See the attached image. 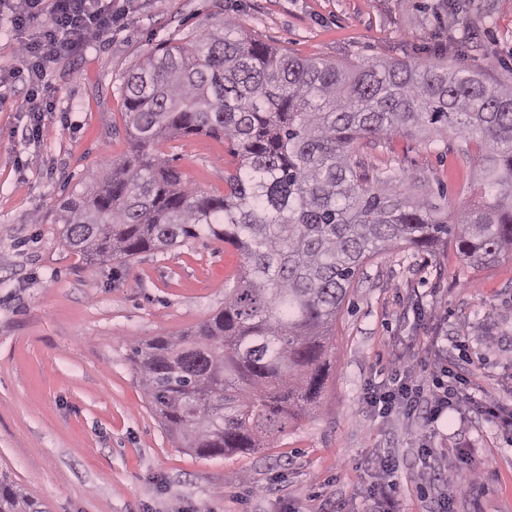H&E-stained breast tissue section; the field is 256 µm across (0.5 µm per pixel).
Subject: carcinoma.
I'll list each match as a JSON object with an SVG mask.
<instances>
[{
	"label": "carcinoma",
	"mask_w": 512,
	"mask_h": 512,
	"mask_svg": "<svg viewBox=\"0 0 512 512\" xmlns=\"http://www.w3.org/2000/svg\"><path fill=\"white\" fill-rule=\"evenodd\" d=\"M130 151L58 206L66 245L90 261L130 260L202 236L236 247L242 272L224 308L193 331L131 348L164 429L200 457L267 448L312 412L327 341L360 267L404 242L453 243L468 263L512 255V87L442 60L339 66L238 36L224 20L150 55L123 85ZM453 128L480 144L478 203L456 222L397 177L368 187L356 146L383 131ZM217 134L238 158L227 192L182 183L155 151ZM0 512H49L0 473Z\"/></svg>",
	"instance_id": "obj_1"
}]
</instances>
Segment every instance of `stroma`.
Listing matches in <instances>:
<instances>
[{
	"mask_svg": "<svg viewBox=\"0 0 512 512\" xmlns=\"http://www.w3.org/2000/svg\"><path fill=\"white\" fill-rule=\"evenodd\" d=\"M132 0L124 25L49 65L53 111L33 114L0 83V472L50 512H362L392 458L400 512H512V437L478 413L384 415L368 390L396 378L431 388L453 361L468 393L512 412V257L467 263L452 244H398L366 260L329 344L319 406L273 447L203 458L176 447L140 387L134 344L196 329L224 306L244 259L208 237L130 261L70 250L60 199L125 155L124 77L147 55L233 19L302 58L449 65L512 84V0ZM471 142L388 132L363 158L370 185L417 179L439 215L471 203ZM186 182L224 191L231 143L198 135L158 147ZM446 453L435 480L420 444ZM481 469L480 482L472 472Z\"/></svg>",
	"mask_w": 512,
	"mask_h": 512,
	"instance_id": "35a3bbf8",
	"label": "stroma"
}]
</instances>
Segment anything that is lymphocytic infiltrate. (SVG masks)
<instances>
[{"label": "lymphocytic infiltrate", "mask_w": 512, "mask_h": 512, "mask_svg": "<svg viewBox=\"0 0 512 512\" xmlns=\"http://www.w3.org/2000/svg\"><path fill=\"white\" fill-rule=\"evenodd\" d=\"M128 5L112 0H0V22L18 31V63L12 71L24 82L31 111H44L42 90L52 56L82 51L88 41L120 28ZM35 28L32 38L21 32Z\"/></svg>", "instance_id": "lymphocytic-infiltrate-1"}]
</instances>
